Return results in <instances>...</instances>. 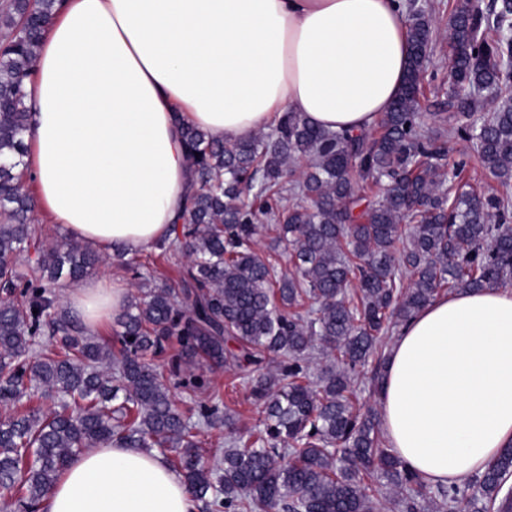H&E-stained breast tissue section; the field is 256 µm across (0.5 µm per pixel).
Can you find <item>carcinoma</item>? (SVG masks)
I'll list each match as a JSON object with an SVG mask.
<instances>
[{"mask_svg": "<svg viewBox=\"0 0 512 512\" xmlns=\"http://www.w3.org/2000/svg\"><path fill=\"white\" fill-rule=\"evenodd\" d=\"M59 5H0V490L17 512H37L73 456L107 444L173 453L171 468L208 512H380L385 504L365 482L371 472L396 491L395 512H420L425 500L436 512H512V447L461 486L429 488L385 446L376 415L354 407L371 359L369 392L378 396L392 322L442 292L512 281V0L486 10L459 0L453 80L430 88L434 19L409 4L402 86L367 130L331 131L295 112L229 141L182 126L193 178L174 239L157 249L188 263L175 287L125 259L139 282L116 319L115 344L57 311L55 285L84 280L101 256L69 236L40 242L22 170L28 84ZM427 90L448 102L434 128L420 112ZM489 98L495 110L476 118ZM447 135L473 141L503 190L465 181ZM264 224L275 225L272 250L288 251L290 272L251 246ZM41 336L55 346L35 354ZM173 337L181 354L157 363ZM316 350L326 364L314 381ZM271 352L280 356L274 372ZM196 357L248 377L262 424L239 432L216 405L197 403L196 422L178 409L171 387L208 385L188 368ZM31 385L56 405L23 406ZM204 426L229 431V448L209 465Z\"/></svg>", "mask_w": 512, "mask_h": 512, "instance_id": "carcinoma-1", "label": "carcinoma"}]
</instances>
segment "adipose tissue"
Here are the masks:
<instances>
[{
	"mask_svg": "<svg viewBox=\"0 0 512 512\" xmlns=\"http://www.w3.org/2000/svg\"><path fill=\"white\" fill-rule=\"evenodd\" d=\"M409 54L398 0H62L29 87L24 160L49 223L126 256L173 238L192 173L180 128L232 140L299 113L355 132L388 111ZM121 281L66 290L90 330ZM381 429L425 483L459 485L512 445V290L440 295L402 324L382 371ZM41 512H197L164 457L92 447Z\"/></svg>",
	"mask_w": 512,
	"mask_h": 512,
	"instance_id": "obj_1",
	"label": "adipose tissue"
}]
</instances>
